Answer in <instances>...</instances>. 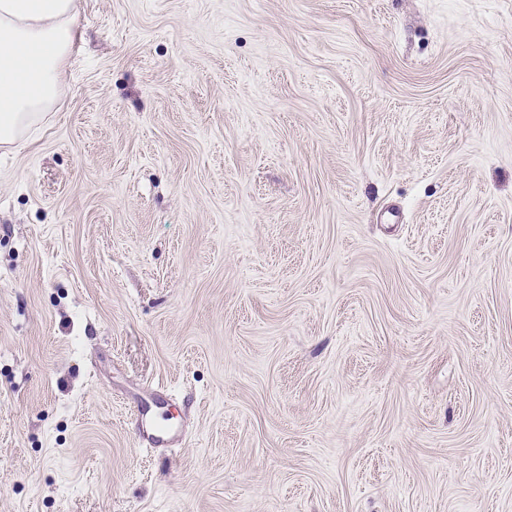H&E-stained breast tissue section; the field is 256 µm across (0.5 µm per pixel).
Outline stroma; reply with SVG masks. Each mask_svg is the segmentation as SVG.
Segmentation results:
<instances>
[{"label": "stroma", "mask_w": 512, "mask_h": 512, "mask_svg": "<svg viewBox=\"0 0 512 512\" xmlns=\"http://www.w3.org/2000/svg\"><path fill=\"white\" fill-rule=\"evenodd\" d=\"M76 30L0 148V512H512V0ZM138 437L139 443L146 448H164L174 437V433L169 427L142 420L138 426Z\"/></svg>", "instance_id": "35a3bbf8"}]
</instances>
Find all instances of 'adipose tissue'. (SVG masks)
<instances>
[{
  "mask_svg": "<svg viewBox=\"0 0 512 512\" xmlns=\"http://www.w3.org/2000/svg\"><path fill=\"white\" fill-rule=\"evenodd\" d=\"M79 0H0V146L23 147L63 88Z\"/></svg>",
  "mask_w": 512,
  "mask_h": 512,
  "instance_id": "ef3b65f1",
  "label": "adipose tissue"
}]
</instances>
